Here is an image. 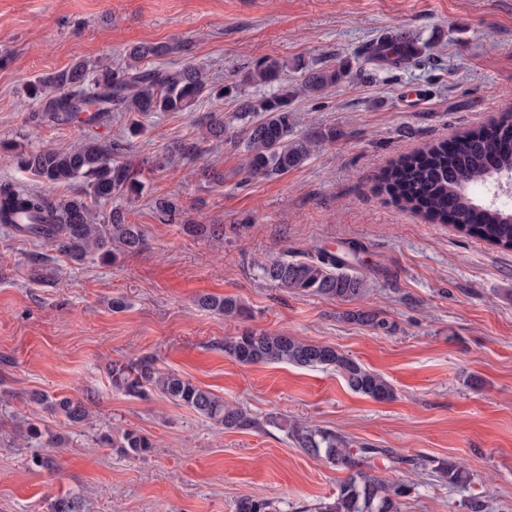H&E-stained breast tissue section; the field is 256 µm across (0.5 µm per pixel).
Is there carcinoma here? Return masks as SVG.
<instances>
[{"label":"carcinoma","instance_id":"cac0c4a2","mask_svg":"<svg viewBox=\"0 0 512 512\" xmlns=\"http://www.w3.org/2000/svg\"><path fill=\"white\" fill-rule=\"evenodd\" d=\"M176 51L169 44L140 43L126 50V64L120 70L77 58L73 65L30 84L24 104L39 122L67 124L86 115L83 122L106 124L114 112L149 116L157 112H190L204 94L218 99L224 88L207 87L202 73L191 62L175 71L143 62ZM288 63L265 57L249 67L241 79L243 85H278L277 92L259 100L247 99L242 116L251 118L247 128V174L250 178L284 174L303 164L325 133L297 138L294 119L288 108L297 97L316 98L327 88L350 75L343 65L310 68L300 88L290 91L280 83ZM224 134V117L210 113L208 122L197 135L179 148L182 155L196 157L201 143ZM460 149L451 151L446 144L404 157L383 176L387 191L409 209L432 223L451 224L459 232L484 241L500 250L512 251V210L488 205L476 199L473 188L488 182L491 166L512 172V114L503 116L493 132L475 128L461 136ZM127 144L101 140L93 135L68 151L44 147L29 153L11 155L16 164L52 185L76 187L67 199L54 200L44 193L0 186V224L14 235L42 240L76 263L88 257L115 262L122 254L137 253L147 244L145 229L130 224L126 212L115 205L109 212L96 206L114 200L128 202L142 196L145 184L141 169L125 159ZM184 231L203 238L224 235L210 224H185ZM362 249L349 244L342 253L321 248L303 259L280 257L260 261V276L278 288L297 294L318 295L350 302L367 291L366 276L358 269ZM199 305L226 318H243L245 308L232 297L203 296ZM345 318L377 332L396 330L380 311L350 310ZM224 353L243 365L288 364L303 368L336 370L355 393L376 401L393 398L391 384L380 374L365 368L354 358L332 346L291 336L285 331L266 332L245 329L224 339ZM112 389L131 399H143L155 392L163 398L190 408L225 430L250 429L255 420L250 413L224 398L174 373H161L153 359L143 357L115 361L108 369ZM31 401L62 414L72 423L91 419L86 404L73 397L56 398L36 392ZM267 424L285 432L293 444L310 456L322 458L332 466L349 472L336 496L316 505V512H401L400 498L406 493L399 482H388L364 470L374 459L391 456L385 448L352 441L330 429L303 424H288L270 416ZM102 447L116 448L128 458H140L155 444L137 429H125L115 437L109 430L100 432ZM54 445L30 420L17 426L14 445L30 448ZM396 465L426 471L452 488L468 489L472 474L448 459L424 456L396 457ZM235 512H278L276 501L243 497Z\"/></svg>","mask_w":512,"mask_h":512}]
</instances>
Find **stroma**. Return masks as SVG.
I'll return each instance as SVG.
<instances>
[{"instance_id": "stroma-1", "label": "stroma", "mask_w": 512, "mask_h": 512, "mask_svg": "<svg viewBox=\"0 0 512 512\" xmlns=\"http://www.w3.org/2000/svg\"><path fill=\"white\" fill-rule=\"evenodd\" d=\"M401 32L418 40L413 61L372 59ZM139 42L176 46L162 67L192 62L226 94L143 118V133L130 139L127 156L146 184L127 207L146 231L141 252L77 264L0 228V512H50L64 497L80 499L82 512H234L244 496L309 512L347 473L266 425L275 414L357 445L459 461L490 512H512V252L428 223L379 186L402 157L512 111V0H0V55L10 58L0 66V142L69 149L92 129L32 122L21 105L27 84L79 57L123 65ZM267 56L287 60L291 87L305 64H342L352 76L292 102L295 135L326 134L310 159L250 178L240 103L273 89L235 87ZM215 110L223 138L207 140L196 158L181 155L179 144ZM128 124L116 112L92 131L117 141ZM210 170L223 181H209ZM159 198L176 200L180 215L159 217ZM187 224H217L224 236L195 237ZM350 242L363 250L369 284L350 304L273 287L254 265ZM204 294L236 298L246 318L201 308ZM116 297L123 310H113ZM352 307L385 313L396 331L346 320ZM247 327L334 346L384 376L395 397L356 394L329 368L240 364L224 339ZM144 356L246 408L261 427L224 430L159 395L113 391L109 364ZM36 390L82 399L92 420L75 424L31 404ZM25 419L60 436L50 450L57 471L32 467V449L12 447L13 426ZM107 427L139 429L151 453L132 460L100 447ZM371 471L408 486L401 512H468L464 493L421 472L382 459Z\"/></svg>"}]
</instances>
